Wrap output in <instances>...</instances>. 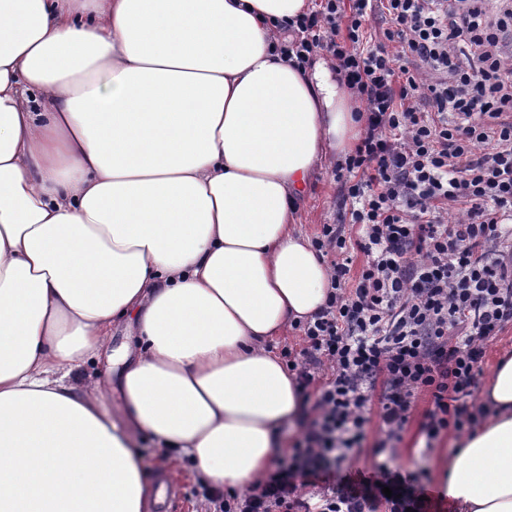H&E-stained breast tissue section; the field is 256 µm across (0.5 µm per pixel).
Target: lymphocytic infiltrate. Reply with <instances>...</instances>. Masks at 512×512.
I'll list each match as a JSON object with an SVG mask.
<instances>
[{
	"label": "lymphocytic infiltrate",
	"mask_w": 512,
	"mask_h": 512,
	"mask_svg": "<svg viewBox=\"0 0 512 512\" xmlns=\"http://www.w3.org/2000/svg\"><path fill=\"white\" fill-rule=\"evenodd\" d=\"M297 24L298 63L329 52L364 124L333 170L346 207L314 241L336 256L332 291L300 324L303 348L282 352L314 415L264 480L211 500L216 512H429L426 470L386 458L419 397L426 444L481 422V363L512 326V0H320ZM374 419L382 461L353 468Z\"/></svg>",
	"instance_id": "1"
}]
</instances>
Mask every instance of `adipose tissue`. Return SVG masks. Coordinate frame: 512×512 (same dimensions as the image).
<instances>
[{
  "label": "adipose tissue",
  "mask_w": 512,
  "mask_h": 512,
  "mask_svg": "<svg viewBox=\"0 0 512 512\" xmlns=\"http://www.w3.org/2000/svg\"><path fill=\"white\" fill-rule=\"evenodd\" d=\"M313 0H0V512H149L133 432L214 488L257 484L305 405L273 343L326 304L300 227L359 104L279 23ZM132 339L112 348V327ZM121 366V421L98 384ZM438 470L512 512V358ZM89 377L99 381L102 384L105 398L112 403L113 415L115 419H119L115 414V409L121 401V393L117 387V372L108 369L103 363H88L87 365L75 370L71 374L72 381L84 382Z\"/></svg>",
  "instance_id": "1"
}]
</instances>
